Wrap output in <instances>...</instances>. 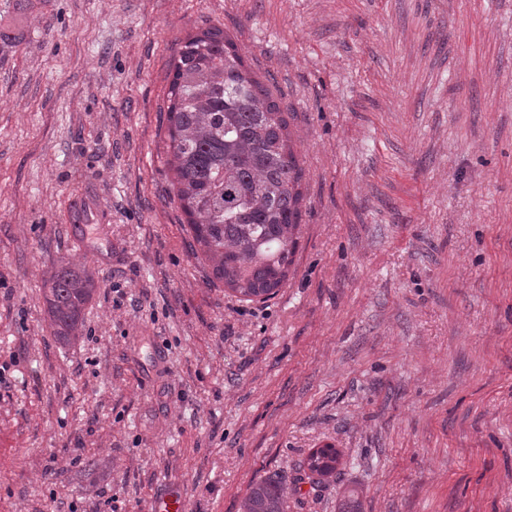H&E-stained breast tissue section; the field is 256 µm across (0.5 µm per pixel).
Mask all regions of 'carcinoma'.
<instances>
[{
  "instance_id": "carcinoma-1",
  "label": "carcinoma",
  "mask_w": 512,
  "mask_h": 512,
  "mask_svg": "<svg viewBox=\"0 0 512 512\" xmlns=\"http://www.w3.org/2000/svg\"><path fill=\"white\" fill-rule=\"evenodd\" d=\"M166 137L174 197L199 246L197 259L241 298H271L295 262L301 168L281 103L218 27L188 35L173 56ZM96 288L86 266L61 265L43 280L53 336L78 338ZM342 459L332 445L312 450L309 478H332ZM240 512H288L284 486L274 479L253 484Z\"/></svg>"
}]
</instances>
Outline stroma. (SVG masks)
Returning a JSON list of instances; mask_svg holds the SVG:
<instances>
[{
  "label": "stroma",
  "instance_id": "obj_1",
  "mask_svg": "<svg viewBox=\"0 0 512 512\" xmlns=\"http://www.w3.org/2000/svg\"><path fill=\"white\" fill-rule=\"evenodd\" d=\"M217 26L288 112V281L193 254L164 109ZM0 512H512V0H0ZM98 288L80 338L40 290ZM333 445V482L301 462ZM97 288L87 266L60 265L43 280L48 325L59 341L69 343L79 336L84 310ZM241 512H287L284 486L274 479L253 484L240 503Z\"/></svg>",
  "mask_w": 512,
  "mask_h": 512
}]
</instances>
